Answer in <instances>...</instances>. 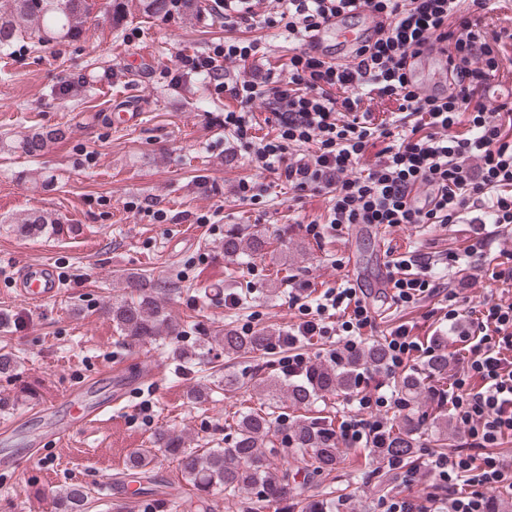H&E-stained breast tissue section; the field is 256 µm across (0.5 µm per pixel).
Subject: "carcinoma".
Segmentation results:
<instances>
[{
    "mask_svg": "<svg viewBox=\"0 0 512 512\" xmlns=\"http://www.w3.org/2000/svg\"><path fill=\"white\" fill-rule=\"evenodd\" d=\"M107 13L113 26L119 27L134 12L145 16H164L171 0H108ZM93 4L89 0H0V50L9 55L14 44L27 39L44 50L66 41L91 37ZM69 129H30L11 141L10 147L21 154L37 158L67 139ZM17 230L28 236L46 229L58 231V219L52 215H26L15 220ZM269 237L249 226L230 229L224 236V255L240 264H250L268 254ZM132 296L115 299L102 307L111 318L121 344L128 348L157 345L168 336H181L190 329L181 325L169 313L163 296L179 290L170 280L154 281L144 276L128 280ZM282 336L270 327L224 329L215 340L224 345V355L232 360L249 359L263 354L280 343ZM386 349L381 343L359 347L355 351L313 363L297 378L289 380L275 375L250 376L253 389L266 394L258 409L237 412L233 423V439L226 448H211L205 453L192 448L186 437L161 429L150 440L151 447L137 448L128 457L127 470L132 475L146 472L157 453L172 458L194 496L224 493L228 509L237 505L243 492L256 497L253 507H281L291 499L290 469L279 461L281 452L272 436L279 434L288 446V456L305 463V477L336 470L340 463V437L330 415H312V406L319 397L337 396L344 401L359 394L367 375L378 373L386 366ZM448 373V356L432 354L424 367H410L397 382L408 413L392 424L380 438H372L371 453L379 461L403 463L410 469L420 466L417 435L424 432L438 452L448 450L454 429L448 415L433 414L421 401L430 391L436 377ZM307 414L288 419L285 404ZM59 512H85L88 492L72 485L56 495ZM347 507L336 498L310 499L300 505V512H342Z\"/></svg>",
    "mask_w": 512,
    "mask_h": 512,
    "instance_id": "obj_1",
    "label": "carcinoma"
}]
</instances>
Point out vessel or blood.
I'll list each match as a JSON object with an SVG mask.
<instances>
[{"mask_svg":"<svg viewBox=\"0 0 512 512\" xmlns=\"http://www.w3.org/2000/svg\"><path fill=\"white\" fill-rule=\"evenodd\" d=\"M385 15L370 13L365 7H358L352 15L336 16L315 31L307 42L311 53L327 62H346L352 59L354 49L367 39L375 38L377 30L387 25ZM437 67L434 72H426L421 59H409L406 74L410 84L423 96L442 94L446 88V58L435 57ZM14 288L17 295L30 303H41L53 300L60 293V280L55 263L33 262L21 267L15 280ZM85 384L71 387L66 399L75 414L72 420L56 428L51 438L53 441H64L75 430L97 423L113 406L121 404L127 397L126 390H118L114 395L97 406H86L83 400Z\"/></svg>","mask_w":512,"mask_h":512,"instance_id":"vessel-or-blood-1","label":"vessel or blood"}]
</instances>
